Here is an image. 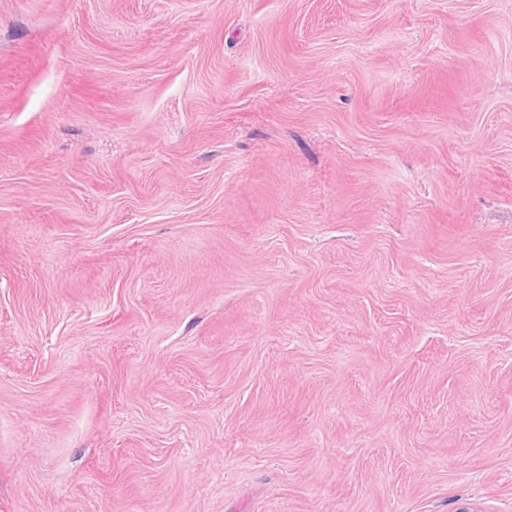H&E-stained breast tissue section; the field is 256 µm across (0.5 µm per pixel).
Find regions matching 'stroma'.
Returning a JSON list of instances; mask_svg holds the SVG:
<instances>
[{
	"label": "stroma",
	"mask_w": 512,
	"mask_h": 512,
	"mask_svg": "<svg viewBox=\"0 0 512 512\" xmlns=\"http://www.w3.org/2000/svg\"><path fill=\"white\" fill-rule=\"evenodd\" d=\"M0 512H512V0H0Z\"/></svg>",
	"instance_id": "stroma-1"
}]
</instances>
